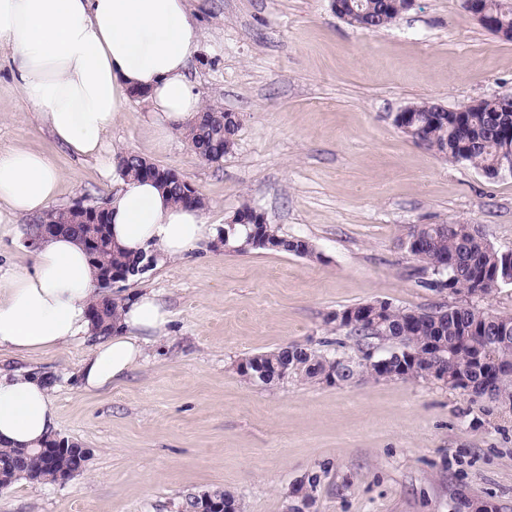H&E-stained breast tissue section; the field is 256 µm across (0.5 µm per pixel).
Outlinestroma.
<instances>
[{"mask_svg":"<svg viewBox=\"0 0 512 512\" xmlns=\"http://www.w3.org/2000/svg\"><path fill=\"white\" fill-rule=\"evenodd\" d=\"M200 46L189 68L204 105L240 117L233 151L202 159L181 133L149 134L133 100L106 143L175 170L208 202L206 223L242 206L318 256L223 242L114 285L153 291L172 315L167 336L119 383L84 392L93 341L29 356L0 371L52 377L56 435L90 448L85 471L60 483L0 489V512H179L188 494L224 489L241 512H285L319 474L312 512H456L459 494L512 512V410L442 383L362 379L346 387L291 378L245 380L242 359L285 345L355 353L328 314L379 299L402 308L458 303L422 287L404 246L413 224L478 225L512 250V175L491 180L405 138L393 117L426 99L455 110L512 95V42L484 29L463 0H415L366 33L333 0H191ZM0 50V148L49 156L56 207L105 203L104 157L80 158L31 117Z\"/></svg>","mask_w":512,"mask_h":512,"instance_id":"1","label":"stroma"}]
</instances>
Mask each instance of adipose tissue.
Returning a JSON list of instances; mask_svg holds the SVG:
<instances>
[{
	"instance_id": "adipose-tissue-1",
	"label": "adipose tissue",
	"mask_w": 512,
	"mask_h": 512,
	"mask_svg": "<svg viewBox=\"0 0 512 512\" xmlns=\"http://www.w3.org/2000/svg\"><path fill=\"white\" fill-rule=\"evenodd\" d=\"M199 42L188 0H0V48L10 53L12 89L78 156L101 153L113 121L136 96L150 108L157 142L195 125L202 103L188 69ZM60 183L44 154L0 148V238L20 236V218L46 213ZM106 208L113 240L132 255L155 250L160 266L224 234L200 210L174 203L153 182L125 177L117 165ZM96 279L82 245L66 235L40 242L28 267L0 265V351L41 353L85 340ZM170 322L152 292L120 303L111 335L81 364L83 391L120 382ZM56 418L39 376L0 374V444L37 447Z\"/></svg>"
}]
</instances>
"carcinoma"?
I'll use <instances>...</instances> for the list:
<instances>
[{
    "label": "carcinoma",
    "mask_w": 512,
    "mask_h": 512,
    "mask_svg": "<svg viewBox=\"0 0 512 512\" xmlns=\"http://www.w3.org/2000/svg\"><path fill=\"white\" fill-rule=\"evenodd\" d=\"M487 12L500 25L512 31V0H482ZM410 8L409 0H337L336 15L348 25L369 32L391 25ZM397 129L413 142L425 146L451 163H465L494 178L501 162L512 156V112L499 111L495 99H484L467 112H440L430 101L412 103L393 118ZM239 123L231 113L219 108L199 115L198 123L186 135L194 151L211 162L221 160L236 143ZM124 172L149 180L146 169L151 162L128 152L121 157ZM165 190L180 204L205 209L203 195L187 193L180 181L167 183ZM74 207L52 209L29 225L26 236L34 237L44 224H56L61 232L80 237L85 222ZM261 237L272 250L303 258L316 257L310 241L283 236L263 220L259 211L243 205L224 224V251L247 254L256 249L252 239ZM406 247L418 263L422 284L438 291L471 296L477 291L488 294L487 285L495 273L512 262L506 252L488 243L476 224H414L407 235ZM99 264L108 271L122 272L125 278L144 273V264L154 259L152 252L137 256L126 254L111 242L99 251ZM347 307L326 317V323L343 330V317L360 310ZM102 311L94 319L97 335L107 336L118 315L112 292L100 289L90 311ZM349 333L359 344L358 354L323 353L295 345L246 357L238 370L250 382L273 384L272 365H288V376L303 381L324 383L333 374L339 380L373 378L376 361H388L387 370L403 381L425 378L436 368L448 372V388L455 381L467 380L473 395L499 402L512 399V315L490 313L474 306L440 304L427 308H400L387 301L366 307L362 322ZM387 345L382 355L371 356L373 342ZM32 483H54L55 470L31 448H0V486L8 487L18 479Z\"/></svg>",
    "instance_id": "1"
}]
</instances>
